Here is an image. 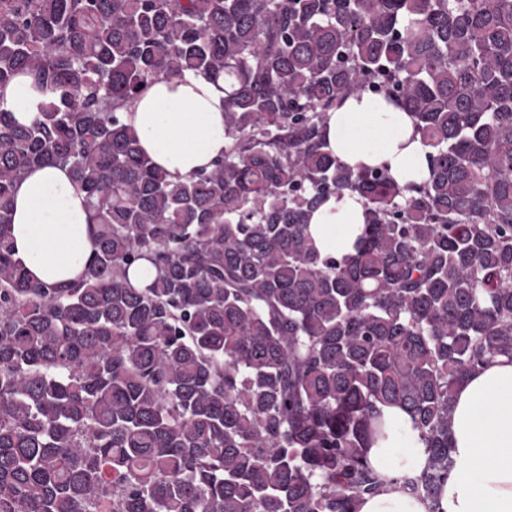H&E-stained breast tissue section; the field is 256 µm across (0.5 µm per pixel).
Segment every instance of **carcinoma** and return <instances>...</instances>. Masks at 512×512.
<instances>
[{
    "mask_svg": "<svg viewBox=\"0 0 512 512\" xmlns=\"http://www.w3.org/2000/svg\"><path fill=\"white\" fill-rule=\"evenodd\" d=\"M224 82V159L172 180L121 109L156 80ZM0 512H358L386 406L436 504L456 387L512 358V0H0ZM402 103L430 175L328 150V112ZM68 167L95 252L58 288L14 258L12 195ZM364 202L355 253L314 210ZM154 269L142 288L130 274ZM0 98L20 124H30L34 121L45 99L28 74L17 75L7 87L0 90ZM364 225L362 199L344 192L331 196L312 214L309 229L323 256L342 257L355 253L354 245L362 235Z\"/></svg>",
    "mask_w": 512,
    "mask_h": 512,
    "instance_id": "carcinoma-1",
    "label": "carcinoma"
}]
</instances>
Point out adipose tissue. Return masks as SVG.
Masks as SVG:
<instances>
[{
	"mask_svg": "<svg viewBox=\"0 0 512 512\" xmlns=\"http://www.w3.org/2000/svg\"><path fill=\"white\" fill-rule=\"evenodd\" d=\"M44 100L27 74L0 90V101L21 124L31 123ZM127 123L143 152L171 179L211 169L223 158L224 91L187 72L154 82L126 109ZM324 134L340 163L361 170L384 167L398 183L429 176L427 150L411 116L400 104L364 92L329 113ZM365 225L363 201L343 193L330 197L310 220L321 254H353ZM14 256L30 279L56 287L78 283L95 246L83 195L68 168L32 169L13 192ZM383 430L368 452L386 487L365 497L359 512H428L418 497L394 484L417 471L421 449L397 454L414 432L399 407L382 411ZM454 468L443 485L438 512H512V359L500 357L468 375L456 388L451 420Z\"/></svg>",
	"mask_w": 512,
	"mask_h": 512,
	"instance_id": "ef3b65f1",
	"label": "adipose tissue"
}]
</instances>
